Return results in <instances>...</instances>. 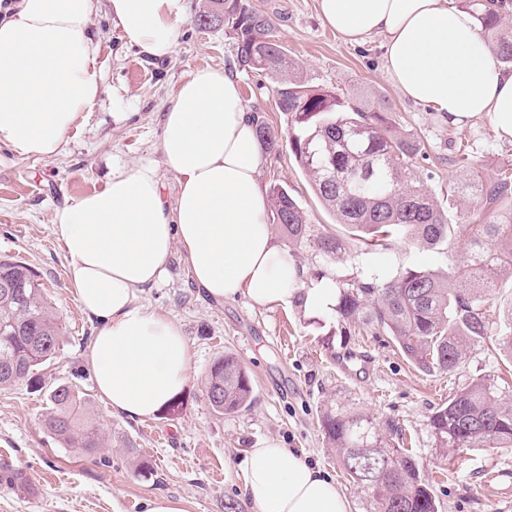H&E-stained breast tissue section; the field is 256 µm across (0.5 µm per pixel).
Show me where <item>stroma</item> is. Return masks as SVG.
<instances>
[{
	"label": "stroma",
	"instance_id": "stroma-1",
	"mask_svg": "<svg viewBox=\"0 0 512 512\" xmlns=\"http://www.w3.org/2000/svg\"><path fill=\"white\" fill-rule=\"evenodd\" d=\"M206 3L187 0L174 52L162 60L128 44L106 8H99L92 20L104 81L98 104L57 157L18 158L0 150V256L36 272L64 331L57 357L41 368L44 390L22 383L0 390V465L19 469L25 479L15 489L0 487V512H144L146 500L156 495L186 498L192 512H224L231 499L239 512H255L241 467L249 450L269 438L327 472L347 492L352 512H366L363 494L350 487L322 431L321 416L331 408L361 414L381 430L390 424L398 428L401 447L423 466L433 486L439 512H512V500L485 488L489 465L512 469V447L444 455L428 426L433 410L458 389L473 378L496 375L505 361L502 353L480 344L454 371L427 373L382 331L346 324L333 312L305 311L292 298L272 309L256 308L242 295L216 303L196 288L177 256L166 277L137 302L175 318L192 347L194 374L180 396L182 410L131 420L112 415L99 398L85 360L95 326L68 293L66 260L51 234L55 210L101 189L113 164L159 157L163 114L195 69L217 66L235 75L250 109L274 129H288V117L275 103L277 77L240 71L223 27L195 23ZM250 3L271 19L276 39L298 62L308 85L346 104L387 108L400 133L420 141L413 168L436 197H443L457 176L449 135L465 138L486 174L500 163L512 164V141L501 138L489 119L453 127L431 107L402 98L382 68L378 41L345 43L322 24L317 0ZM259 180L265 189L287 186L317 232L343 238L341 258L326 261L313 246L289 245L283 232L275 231L277 246L312 277L443 270L464 254L470 237L468 228H459L444 254L400 239L362 250L353 231L337 223L314 195L285 141L278 151L264 153ZM227 354L247 368L254 401L238 413L218 415L206 401L205 382L213 362ZM64 383L78 389L100 423L105 445L94 453L70 448L44 426L48 391Z\"/></svg>",
	"mask_w": 512,
	"mask_h": 512
}]
</instances>
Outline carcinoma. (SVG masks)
<instances>
[{"mask_svg":"<svg viewBox=\"0 0 512 512\" xmlns=\"http://www.w3.org/2000/svg\"><path fill=\"white\" fill-rule=\"evenodd\" d=\"M199 26L224 24L233 40L239 68L282 77L276 88L278 110L288 115V141L296 162L309 177L316 196L338 223L355 229L366 246H386L403 238L429 248L451 239L454 225L448 206L468 213L472 201L496 214L491 224L472 223L466 259L446 270L405 269L394 276L374 272L336 280L335 312L345 322L375 327L419 369L452 371L469 349L491 335L487 306L497 282L512 276V217L504 220L499 204L512 196V170L486 179L481 160L463 139L448 138L451 161L459 177L448 183V204L423 189L412 160L417 141L397 134L389 113L342 108L336 96L307 86L294 75L297 62L273 37L269 17L249 0H210ZM503 64H512V27L505 23L504 0H464ZM258 136L269 151L278 135L261 122ZM273 223L288 241H308L319 255L335 260L343 241L314 234L304 208L288 191L270 188ZM62 323L53 312L35 272L25 263L0 256V389L19 383L42 385L40 367L60 349ZM222 415L242 411L253 402L249 375L231 355L218 358L207 375L205 392ZM45 424L71 448L92 453L103 447L99 423L89 417L78 389L56 386L49 395ZM325 437L336 448L342 470L364 493L367 512H438L433 490L421 466L406 449L380 436L372 422L347 410H326ZM436 446L443 451L512 446V405L487 378L472 380L429 418Z\"/></svg>","mask_w":512,"mask_h":512,"instance_id":"carcinoma-1","label":"carcinoma"}]
</instances>
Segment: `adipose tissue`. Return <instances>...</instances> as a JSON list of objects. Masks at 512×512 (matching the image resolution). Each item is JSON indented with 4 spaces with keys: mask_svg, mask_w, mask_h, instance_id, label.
I'll use <instances>...</instances> for the list:
<instances>
[{
    "mask_svg": "<svg viewBox=\"0 0 512 512\" xmlns=\"http://www.w3.org/2000/svg\"><path fill=\"white\" fill-rule=\"evenodd\" d=\"M346 42L378 40L400 95L450 125L488 118L512 140V71L497 67L471 11L448 0H317ZM142 54L164 58L185 20V0H0V148L59 156L99 99V5ZM160 159L116 163L105 187L55 210L51 232L67 259L69 292L96 323L86 360L100 397L129 418L156 414L187 385L192 354L179 324L136 299L180 252L196 287L221 302L258 307L289 297L305 309L336 306V280L307 283L276 246L259 181L263 152L237 80L196 69L163 116ZM176 175L167 202L162 171ZM244 491L258 512H351L322 470L275 439L251 449Z\"/></svg>",
    "mask_w": 512,
    "mask_h": 512,
    "instance_id": "ef3b65f1",
    "label": "adipose tissue"
}]
</instances>
